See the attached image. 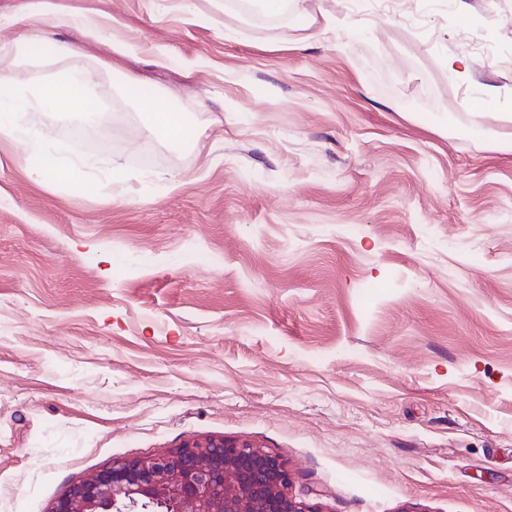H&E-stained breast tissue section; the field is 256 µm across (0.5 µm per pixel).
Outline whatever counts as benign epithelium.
I'll use <instances>...</instances> for the list:
<instances>
[{"instance_id":"obj_1","label":"benign epithelium","mask_w":512,"mask_h":512,"mask_svg":"<svg viewBox=\"0 0 512 512\" xmlns=\"http://www.w3.org/2000/svg\"><path fill=\"white\" fill-rule=\"evenodd\" d=\"M278 456L221 440L194 441L148 459H117L73 484L50 512H316L291 493Z\"/></svg>"}]
</instances>
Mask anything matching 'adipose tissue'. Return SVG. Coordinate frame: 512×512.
I'll return each instance as SVG.
<instances>
[{
    "label": "adipose tissue",
    "mask_w": 512,
    "mask_h": 512,
    "mask_svg": "<svg viewBox=\"0 0 512 512\" xmlns=\"http://www.w3.org/2000/svg\"><path fill=\"white\" fill-rule=\"evenodd\" d=\"M47 107L57 112L92 113L100 105L91 88L88 75L79 69L61 72L52 82L29 71L20 78L0 82V134L19 138L30 157L42 168L61 178H72L91 163L80 153H64L38 133L32 132L26 121L30 105Z\"/></svg>",
    "instance_id": "1"
}]
</instances>
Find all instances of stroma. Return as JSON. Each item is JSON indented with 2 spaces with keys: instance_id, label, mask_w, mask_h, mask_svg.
I'll return each mask as SVG.
<instances>
[{
  "instance_id": "35a3bbf8",
  "label": "stroma",
  "mask_w": 512,
  "mask_h": 512,
  "mask_svg": "<svg viewBox=\"0 0 512 512\" xmlns=\"http://www.w3.org/2000/svg\"><path fill=\"white\" fill-rule=\"evenodd\" d=\"M51 2L0 0V77L77 68L102 110L27 115L92 156L87 191L0 136V512L210 438L280 456L315 512H512V123L466 105L490 83L512 108V53L463 37L512 44V0L430 10L425 43L413 0H316L328 26ZM153 126L157 134L169 141L182 142L196 136L184 123L183 118L165 107H156L152 113Z\"/></svg>"
}]
</instances>
